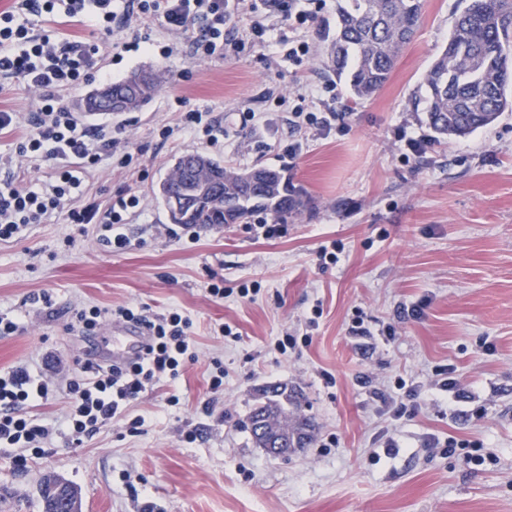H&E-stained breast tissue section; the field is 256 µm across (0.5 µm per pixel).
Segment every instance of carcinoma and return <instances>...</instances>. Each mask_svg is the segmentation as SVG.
Returning <instances> with one entry per match:
<instances>
[{"label": "carcinoma", "instance_id": "carcinoma-1", "mask_svg": "<svg viewBox=\"0 0 512 512\" xmlns=\"http://www.w3.org/2000/svg\"><path fill=\"white\" fill-rule=\"evenodd\" d=\"M422 9V0H336V29L324 66L351 98L371 99L389 81ZM161 89L159 76L151 73L150 85L129 111L142 109ZM408 109L425 114L437 142L469 135L512 111V0H470L456 18L448 44L410 96ZM172 196L184 200L177 210L170 205ZM159 198L172 223L200 230L213 224H243L260 213L284 223L312 208L287 170L239 171L207 154L198 155L189 169L178 160ZM298 407L288 386L266 388L244 429L250 430L252 419L262 414L269 430L288 428ZM52 484V479L45 482L48 495L40 496L41 501L51 512H70L71 503Z\"/></svg>", "mask_w": 512, "mask_h": 512}]
</instances>
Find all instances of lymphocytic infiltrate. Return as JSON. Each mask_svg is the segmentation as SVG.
Returning a JSON list of instances; mask_svg holds the SVG:
<instances>
[{
	"mask_svg": "<svg viewBox=\"0 0 512 512\" xmlns=\"http://www.w3.org/2000/svg\"><path fill=\"white\" fill-rule=\"evenodd\" d=\"M312 0H14L11 10L0 13V74L22 80L38 94V110L30 121L19 113L0 109V134L16 133L20 139L13 152L0 156V164L22 169L30 159L41 158L54 165L50 182L30 180L18 187L0 184V241L21 238L34 224L51 214H64L71 224H97L102 244L113 252L126 250L131 241L124 231L130 216L144 206L142 196L127 190L117 192L106 210L84 201L80 176L106 161L121 168L135 164V156L122 139L100 136L74 116L60 96L76 89L91 76V59L99 44L82 39H62L52 30L35 31L34 18L78 19L99 33L112 34L116 24L131 31L141 42L143 31L162 19L169 31L178 32L198 22L199 33L187 48L205 60L236 49L224 25L232 10L252 14L251 30L264 34L265 22L278 13L293 15L298 23L312 16ZM79 330L90 335L104 320L134 323L146 328L149 342L143 355L121 365L86 362L79 374L67 377L64 387L51 384L57 372L52 355H44L39 368L21 364L0 371V446L15 449L14 464L26 469L29 455L44 453L54 434L64 433L72 447L115 420L127 421L138 431L140 419L128 416L131 401L160 381H175L185 364L195 360L192 322L184 313L169 310L149 312L147 307L119 306L112 310L90 307L75 314ZM64 391L68 409L57 424L42 423L29 410Z\"/></svg>",
	"mask_w": 512,
	"mask_h": 512,
	"instance_id": "1",
	"label": "lymphocytic infiltrate"
}]
</instances>
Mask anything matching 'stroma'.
<instances>
[{
	"label": "stroma",
	"mask_w": 512,
	"mask_h": 512,
	"mask_svg": "<svg viewBox=\"0 0 512 512\" xmlns=\"http://www.w3.org/2000/svg\"><path fill=\"white\" fill-rule=\"evenodd\" d=\"M466 4L424 0L389 83L358 103L321 63L319 32L334 20V0H315L301 26L269 18L276 35L307 44L296 63L251 35L244 12L226 25L239 48L223 58L201 61L183 48L160 56L159 47L183 45L199 26L174 35L158 21L149 31L155 51L95 55L94 72L111 82L146 68L164 80L141 110L83 120L123 136L139 156L130 169L104 163L86 172L85 200L104 210L125 187L145 206L125 227L131 247L119 253L99 244V225L58 214L0 241V313L20 317L18 330L0 337V369L47 352L64 369L110 355L108 329H76L77 310L91 306L180 310L193 321L198 355L175 382L131 402L140 433L115 423L76 449L57 434L24 470L0 448V512H41L49 474L78 488L84 512H137L133 486L159 512H512V112L439 144L423 113L408 109ZM183 107L215 118L216 141L176 131ZM244 112L255 123L242 125ZM297 112L336 119L324 135L295 126ZM166 125L175 132L164 140ZM192 151L241 170L287 167L313 208L289 218L276 238L254 230L270 223L265 214L167 235L168 213L154 191ZM323 248L335 263L320 265ZM219 279L231 293L215 299L207 287ZM243 284L252 295H238ZM43 291L52 306L26 311L27 296ZM402 305L421 306L420 318L398 320ZM316 310L311 330L306 320ZM358 316L367 335L350 333ZM222 323L233 336L218 335ZM286 333L299 342L283 355L274 343ZM217 361L224 388L214 393ZM448 365L463 398L436 383ZM400 378L417 386L418 408L395 421L380 397L396 395ZM274 384L295 391L298 415L312 425V442L285 459L266 455L240 428L258 389ZM173 394L179 405H169ZM190 429L195 441L182 442ZM433 436L466 441L482 463L468 461L465 449L428 448ZM390 440L399 447L393 455L383 452Z\"/></svg>",
	"instance_id": "obj_1"
}]
</instances>
